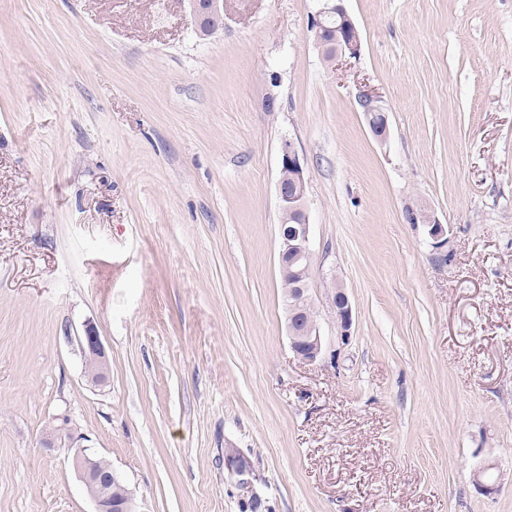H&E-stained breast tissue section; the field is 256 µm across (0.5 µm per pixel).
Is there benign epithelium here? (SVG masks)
<instances>
[{
  "mask_svg": "<svg viewBox=\"0 0 512 512\" xmlns=\"http://www.w3.org/2000/svg\"><path fill=\"white\" fill-rule=\"evenodd\" d=\"M193 11L201 14L206 11L208 14H223L224 0H190ZM335 17L340 20L338 28L346 30L342 37H336V45L333 46L334 59L346 56L355 57L360 52V39L357 27L344 10L335 0H323L322 7L315 16L314 28L320 30L324 27L327 18ZM359 105L365 114L371 130L378 136L385 135L388 127V115L382 104L380 96L371 92H363L358 96ZM280 170L292 172L296 190L290 191L283 180H278L277 195L280 210L290 214L299 213V223L285 226L280 229V249L278 254L279 270L284 281L292 285L291 293L299 289V272L292 270V266L302 259L313 256L309 247L310 224H308L306 213L307 181L304 166L295 150L294 144L286 140L281 146ZM425 231L432 240L433 248L441 250L448 246V232L445 225L431 211L425 212ZM342 297V307L337 310L336 318L340 328V337L346 340L350 336L353 324V310L348 296L344 289H339ZM301 312H294L287 317L286 328L290 342V348L295 356L306 362L314 363L321 358L324 347V338L320 331L312 330L301 325ZM80 342L86 360L97 364V370L91 374V381L96 386H104L108 383V374L105 367L106 353L104 346L97 336L93 326L87 325L84 329V336ZM98 460L81 448L74 452L72 465L83 483L87 494L93 505L94 512H134V502L131 494H126L123 499H112L109 487L112 481L118 478V474L110 469L100 472L96 468ZM225 466L237 477V484L243 490L251 487L249 476L251 469L248 461L236 454L229 453L225 457Z\"/></svg>",
  "mask_w": 512,
  "mask_h": 512,
  "instance_id": "1",
  "label": "benign epithelium"
}]
</instances>
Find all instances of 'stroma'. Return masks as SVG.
<instances>
[{
	"label": "stroma",
	"instance_id": "obj_1",
	"mask_svg": "<svg viewBox=\"0 0 512 512\" xmlns=\"http://www.w3.org/2000/svg\"><path fill=\"white\" fill-rule=\"evenodd\" d=\"M343 5L361 51L335 66L318 0H224L206 36L188 0H0V512H92L73 446L136 512H512V0ZM286 140L312 364L277 262ZM358 99L371 130L377 136L385 135L388 127V115L380 96L367 91L360 93ZM425 215L424 227L428 237L432 240L433 248L442 250L448 246V232L445 225L441 224L431 211L427 210ZM340 289H339V288ZM339 289V292H338ZM331 299L337 303L339 293L342 297V307L337 310L336 318L340 328V337L342 340H347L350 336V330L353 324V310L352 305L349 302L348 296L346 295L343 287L334 284L331 287ZM302 312L287 314L286 328L290 342V348L295 356L306 363H314L321 358L324 347V338L320 335L319 328L315 331L301 325ZM83 351L88 361H94L97 364V370L91 374V381L95 386H105L108 383V374L105 367L106 353L104 346L97 336L93 326L86 325L84 336L80 337ZM225 466L237 477V484L242 490H248L251 487V481L248 476L251 474V469L248 461L236 453H229L225 457Z\"/></svg>",
	"mask_w": 512,
	"mask_h": 512
}]
</instances>
